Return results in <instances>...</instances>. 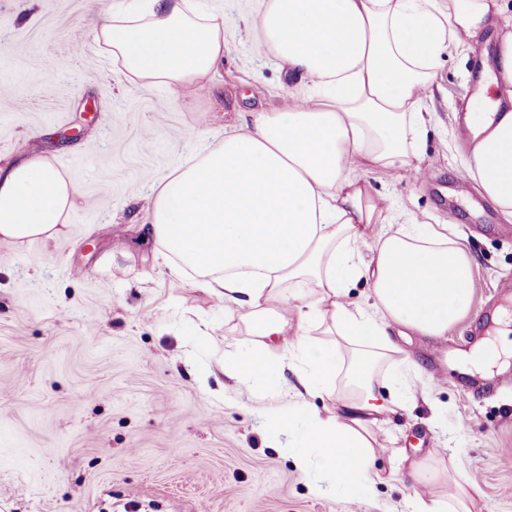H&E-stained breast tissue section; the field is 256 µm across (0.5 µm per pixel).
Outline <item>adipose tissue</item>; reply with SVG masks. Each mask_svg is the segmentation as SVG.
<instances>
[{
	"instance_id": "1",
	"label": "adipose tissue",
	"mask_w": 512,
	"mask_h": 512,
	"mask_svg": "<svg viewBox=\"0 0 512 512\" xmlns=\"http://www.w3.org/2000/svg\"><path fill=\"white\" fill-rule=\"evenodd\" d=\"M152 2L146 16L113 14L97 35L121 76L153 86L218 77L223 17L198 12L194 0ZM496 2L265 0L254 28L260 45L295 83L326 95L253 113L152 188L149 231L163 261L200 278L246 328L245 353L225 355L221 371L258 387L278 363L296 364L288 410L301 417L304 439L289 454L342 493L375 484L370 427L411 398L392 332L447 335L472 292L467 250L433 225L403 224L368 238L381 213L355 162L390 168L419 157L439 59L476 38ZM489 82L505 95L468 103L472 148L464 168L512 218V16L503 20ZM75 196L48 158L0 164V244L54 238ZM361 278L370 284L364 307L347 300ZM309 288L311 300L290 314L286 290L300 297ZM511 320L499 315L496 336L472 350L469 364L489 369L512 352ZM316 323L335 336L333 345L309 340ZM384 366L393 371L386 395ZM340 375L351 389L340 412L311 409L307 396ZM288 416L274 417V427L289 426Z\"/></svg>"
}]
</instances>
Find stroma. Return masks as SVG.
Wrapping results in <instances>:
<instances>
[{
    "mask_svg": "<svg viewBox=\"0 0 512 512\" xmlns=\"http://www.w3.org/2000/svg\"><path fill=\"white\" fill-rule=\"evenodd\" d=\"M224 17V69L203 86L117 85L96 39L116 11L151 0H0V161L49 158L78 192L55 238L0 247V512H412L416 494L466 492L470 512H512V365L457 366L512 282V219L462 163L464 108L495 61L497 25L443 55L419 162L362 170L395 223L447 225L472 258L468 309L446 336L397 342L414 398L372 426L383 477L352 495L295 468L283 449L292 368L264 388L215 369L246 330L156 252L153 180L252 112L287 108L292 83L247 22L255 0H196Z\"/></svg>",
    "mask_w": 512,
    "mask_h": 512,
    "instance_id": "35a3bbf8",
    "label": "stroma"
}]
</instances>
